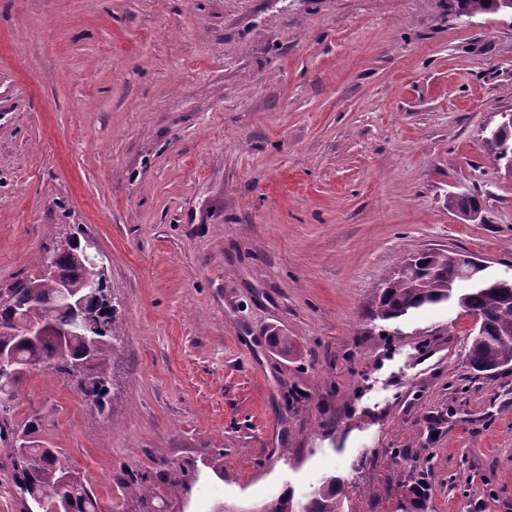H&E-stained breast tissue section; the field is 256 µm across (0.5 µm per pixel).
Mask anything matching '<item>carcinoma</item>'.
I'll return each instance as SVG.
<instances>
[{
  "mask_svg": "<svg viewBox=\"0 0 512 512\" xmlns=\"http://www.w3.org/2000/svg\"><path fill=\"white\" fill-rule=\"evenodd\" d=\"M453 2L473 16L491 13L495 8V0ZM480 207V200L474 195L448 196L450 211L464 212ZM454 257L455 253L442 251L402 259L398 265L401 273L373 300L370 318L389 321L415 310L454 302L463 312L483 317L472 329L470 341L464 348V358L470 367L487 375L512 370V282L483 274L480 283L462 288ZM48 261L52 262L53 272L28 278L14 288L0 291V320L12 318L15 303L30 301L40 307L52 325L72 321L70 310L55 301L58 283L65 282L81 292L88 279L101 278L99 268L84 258L74 237L57 238L45 248L41 264ZM95 322L99 326L95 344L89 348L84 337L70 336L66 355L58 354L51 336L31 340L21 334L0 335V347L12 348L20 360L44 366L65 380L73 381L87 400L102 409L110 393L106 357L116 351L121 341L117 304L105 283ZM89 356L98 357L90 375L85 379L74 378L76 366ZM0 451L9 455L17 486L38 506L37 512H100L93 491L53 450L20 437ZM399 485L406 489L407 495L398 500L397 512H413L421 497L408 477H402ZM344 499L343 483L333 478L315 488L301 503L293 502L290 495L284 494L266 502L258 512H344Z\"/></svg>",
  "mask_w": 512,
  "mask_h": 512,
  "instance_id": "1",
  "label": "carcinoma"
}]
</instances>
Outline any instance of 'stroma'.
Instances as JSON below:
<instances>
[{"label":"stroma","mask_w":512,"mask_h":512,"mask_svg":"<svg viewBox=\"0 0 512 512\" xmlns=\"http://www.w3.org/2000/svg\"><path fill=\"white\" fill-rule=\"evenodd\" d=\"M505 112L512 16L448 0H0V289L92 238L123 336L105 409L35 369L0 429L106 512H258L332 478L385 512L402 473L416 512H512V370L470 368L455 305L367 316L401 256L512 264L482 141ZM481 207L480 200L478 197L469 194L450 195L448 197V209L449 211L464 212L468 210H475ZM455 213L460 218L470 222H481L483 219L482 210L475 212H467L465 214Z\"/></svg>","instance_id":"35a3bbf8"}]
</instances>
